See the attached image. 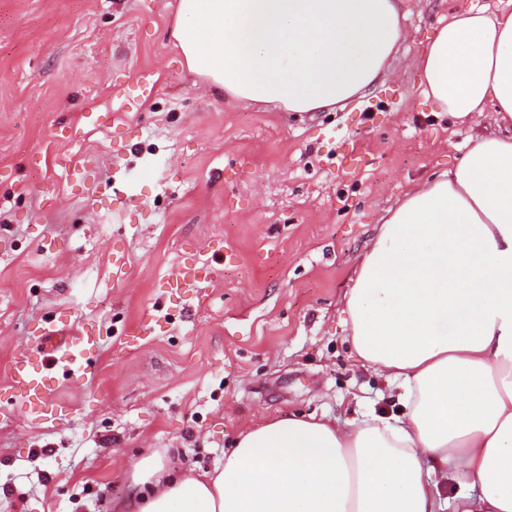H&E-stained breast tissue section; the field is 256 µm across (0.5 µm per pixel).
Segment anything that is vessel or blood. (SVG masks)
Masks as SVG:
<instances>
[{
	"mask_svg": "<svg viewBox=\"0 0 512 512\" xmlns=\"http://www.w3.org/2000/svg\"><path fill=\"white\" fill-rule=\"evenodd\" d=\"M208 264L201 257L183 262L177 272L163 281L166 295L192 300L201 306V284L207 278ZM169 321L162 308L147 311L129 329V336H153ZM100 333L95 326L83 325L63 330L44 323L38 328L34 343L16 353L0 367L11 395V406L21 414L52 425L61 420L67 407L56 401L59 380L77 384L84 381L93 364Z\"/></svg>",
	"mask_w": 512,
	"mask_h": 512,
	"instance_id": "obj_1",
	"label": "vessel or blood"
}]
</instances>
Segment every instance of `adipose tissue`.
<instances>
[{
    "label": "adipose tissue",
    "instance_id": "ef3b65f1",
    "mask_svg": "<svg viewBox=\"0 0 512 512\" xmlns=\"http://www.w3.org/2000/svg\"><path fill=\"white\" fill-rule=\"evenodd\" d=\"M403 6L178 0L170 37L235 101L322 112L381 80L408 36ZM416 68L436 109L486 111L490 127L388 209L341 303L354 353L404 413L280 411L211 471L147 454L119 512H512V12L458 9Z\"/></svg>",
    "mask_w": 512,
    "mask_h": 512
}]
</instances>
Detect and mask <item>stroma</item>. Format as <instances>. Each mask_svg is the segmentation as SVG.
<instances>
[{
	"mask_svg": "<svg viewBox=\"0 0 512 512\" xmlns=\"http://www.w3.org/2000/svg\"><path fill=\"white\" fill-rule=\"evenodd\" d=\"M176 4L0 0V364L47 321L103 336L83 385H60V422L0 418V512H115L142 455L207 471L280 410L403 411L350 349L340 305L382 216L475 131L434 113L420 43L460 7L512 0H406L386 79L306 113L227 99L189 72L164 34ZM145 70L154 91L127 108ZM196 252L211 264L204 306L171 299L169 332L128 342Z\"/></svg>",
	"mask_w": 512,
	"mask_h": 512,
	"instance_id": "1",
	"label": "stroma"
}]
</instances>
